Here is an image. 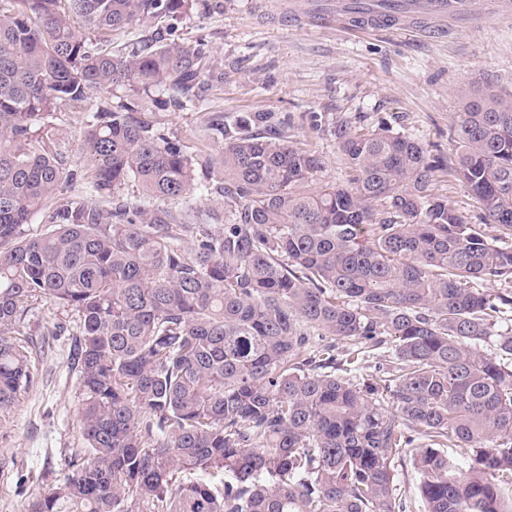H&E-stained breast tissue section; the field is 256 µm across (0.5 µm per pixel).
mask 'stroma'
Instances as JSON below:
<instances>
[{"instance_id":"35a3bbf8","label":"stroma","mask_w":512,"mask_h":512,"mask_svg":"<svg viewBox=\"0 0 512 512\" xmlns=\"http://www.w3.org/2000/svg\"><path fill=\"white\" fill-rule=\"evenodd\" d=\"M291 0H193L189 17L175 30L148 25L112 32L114 49L125 52L169 38L204 41L224 77L206 83L199 101L175 112H141L153 129L177 138L189 157L218 155L221 142L208 135L220 113L268 112L290 116L288 137L320 154L318 183L345 184L336 150V123L388 120L393 131L451 154V122L460 87L492 82L512 91V13L506 0H483L482 25H456L442 36L382 29L349 34L317 21H278ZM85 113L55 112L56 140L75 179L68 194L87 191L88 165L77 151ZM77 315L48 300L32 305L21 333L41 346L33 385L6 419L0 420V512H23L29 499L46 492L71 471L70 451L82 447L77 417L78 373L69 356Z\"/></svg>"}]
</instances>
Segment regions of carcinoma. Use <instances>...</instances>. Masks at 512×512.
Listing matches in <instances>:
<instances>
[{
    "mask_svg": "<svg viewBox=\"0 0 512 512\" xmlns=\"http://www.w3.org/2000/svg\"><path fill=\"white\" fill-rule=\"evenodd\" d=\"M192 2L0 0V414L34 379V343L12 332L46 299L78 316L85 440L26 512H405L395 463L410 447L424 512H505L512 334L495 355L481 345L512 293L472 283H512V93L457 91L451 167L383 121L340 122L349 178L315 188L323 159L266 114L218 115L223 150L201 163L220 170L211 187L177 140L136 117L156 92L162 110L194 102L214 75L205 44L116 53L84 36L176 21ZM349 9L385 17L408 3ZM92 89L126 95L93 108ZM63 107L88 110L86 196L63 194L74 173L49 122ZM448 167L481 224L433 192ZM129 183L139 196L112 207ZM197 190L229 211L187 253L180 232L193 225L169 203ZM40 212L47 229L26 233ZM388 343L383 376L354 383ZM211 470L230 479L176 477Z\"/></svg>",
    "mask_w": 512,
    "mask_h": 512,
    "instance_id": "obj_1",
    "label": "carcinoma"
}]
</instances>
